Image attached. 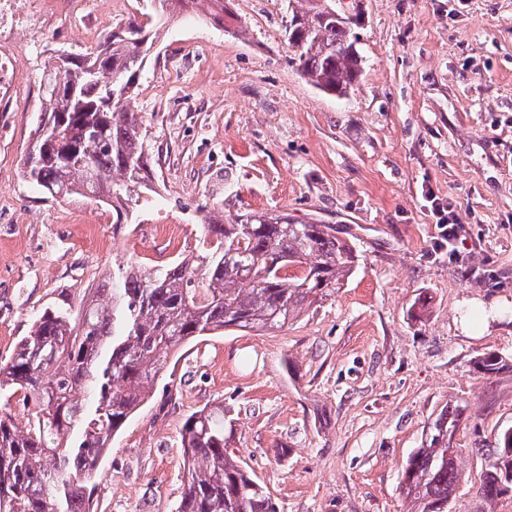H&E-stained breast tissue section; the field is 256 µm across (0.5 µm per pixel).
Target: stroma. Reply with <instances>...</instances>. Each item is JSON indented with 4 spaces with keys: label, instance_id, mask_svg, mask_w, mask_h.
<instances>
[{
    "label": "stroma",
    "instance_id": "stroma-1",
    "mask_svg": "<svg viewBox=\"0 0 512 512\" xmlns=\"http://www.w3.org/2000/svg\"><path fill=\"white\" fill-rule=\"evenodd\" d=\"M229 8L219 26L197 0L158 30L131 102L153 190L120 209L23 180L45 61L21 64L15 109L0 112V358L121 269L197 254L210 216L338 225L359 255L343 288L281 331L181 348L114 438L95 510L173 512L183 421L220 403L277 512H408L403 467L445 405H468L464 448L512 425V369L474 366L512 359V0H336L360 18L363 58L343 98L292 64L289 0ZM433 196L466 226L459 249L485 282L449 264Z\"/></svg>",
    "mask_w": 512,
    "mask_h": 512
}]
</instances>
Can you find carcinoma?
<instances>
[{"mask_svg": "<svg viewBox=\"0 0 512 512\" xmlns=\"http://www.w3.org/2000/svg\"><path fill=\"white\" fill-rule=\"evenodd\" d=\"M195 0H159L87 52L72 58V96L54 93L62 57L41 75L43 115L22 166L26 181L53 198L73 194L107 206L152 190L144 121L130 100L152 49L147 33L166 11ZM285 36L300 75L339 97L358 85L362 56L354 20L330 14L334 0H301ZM202 251L163 268L128 267L95 289L77 312L46 310L10 356L0 391L19 395L27 418L0 407V512H92L94 482L108 448L150 399L169 357L226 328L277 331L336 294L354 272L357 250L334 224L251 212L200 225ZM487 378L506 361H477ZM466 406L444 407L408 457L402 493L412 512H448L462 471L453 443ZM184 487L175 512H274L248 467L230 451L224 405L191 414L180 432ZM476 451L490 458L476 497L487 506L512 492V426Z\"/></svg>", "mask_w": 512, "mask_h": 512, "instance_id": "cac0c4a2", "label": "carcinoma"}]
</instances>
